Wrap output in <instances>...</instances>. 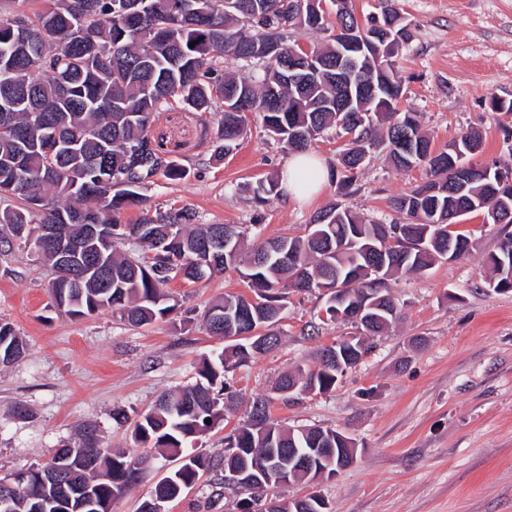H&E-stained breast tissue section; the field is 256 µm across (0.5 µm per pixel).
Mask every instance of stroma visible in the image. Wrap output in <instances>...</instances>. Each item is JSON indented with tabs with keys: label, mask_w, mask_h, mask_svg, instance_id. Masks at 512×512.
<instances>
[{
	"label": "stroma",
	"mask_w": 512,
	"mask_h": 512,
	"mask_svg": "<svg viewBox=\"0 0 512 512\" xmlns=\"http://www.w3.org/2000/svg\"><path fill=\"white\" fill-rule=\"evenodd\" d=\"M409 38L399 49L405 95L401 109L422 113L435 147L466 128L484 143L470 164L512 167V114L491 111L488 100L512 101V0H399ZM217 112L172 106L157 113L150 134L170 159L185 164L186 178L157 175L142 188V209L194 213L199 224H235L248 243L302 234L311 218L341 202L369 221L390 223L392 197L421 182L424 168L403 171L385 154L367 157L353 175V192L338 198L327 184L312 201L283 195L257 202L255 184L287 165L291 154L252 115L238 148L211 159ZM475 243L471 255L437 264L426 274L390 281L398 318L374 337L371 349L342 382L325 394L283 402L274 384L298 366H310L319 349L352 326L321 322L319 292L289 294L277 329L280 346L226 376L244 400L264 397L272 418L290 427H330L356 440V463L317 486L295 484L288 498L319 493L334 512H512V292L486 284L484 260L496 250L504 226L461 217ZM53 275L26 249L0 254V321L27 343L25 356L0 366V477L48 461L79 430L96 424L109 448L131 455L143 448L133 421L162 394L197 379L200 360L220 351L202 316L227 293L243 294L242 277L229 270L198 282L176 280L168 292L178 307L151 325L130 326L117 311L73 318L54 309ZM30 409L18 417L16 403ZM125 410L128 422L112 419ZM175 466L152 454L142 481L112 502V512H139L154 485ZM209 477L168 504V512H235L227 494L207 507Z\"/></svg>",
	"instance_id": "stroma-1"
}]
</instances>
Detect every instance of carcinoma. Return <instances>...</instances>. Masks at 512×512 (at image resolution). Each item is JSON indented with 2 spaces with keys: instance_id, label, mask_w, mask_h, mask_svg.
<instances>
[{
  "instance_id": "carcinoma-1",
  "label": "carcinoma",
  "mask_w": 512,
  "mask_h": 512,
  "mask_svg": "<svg viewBox=\"0 0 512 512\" xmlns=\"http://www.w3.org/2000/svg\"><path fill=\"white\" fill-rule=\"evenodd\" d=\"M32 13L0 15V104L13 105L10 125L0 124V196L10 195L17 205L0 211V243L26 224H61L66 235L80 241L84 225H124L117 235L143 243L151 255L131 258L117 244L90 246L101 256L104 273L93 271L75 288H64L55 277L49 288L51 300L73 317L112 309L122 313L134 327H142L168 316L166 286L177 277L189 282L205 272L234 269L247 287L262 298L256 308L244 294L226 295L213 303L204 316L212 336L236 337L224 349L204 359L197 380L175 394L161 396L150 409L138 415L134 427L137 442L159 448L179 460V465L154 486L140 512H152L154 499L170 503L195 486L206 472L219 474V484L231 472L246 465L259 479L267 475L268 459L275 450L290 449L307 454L339 455L347 444L336 439V430L312 427L302 431L275 423L268 415V402L256 398L248 420L230 436L228 453L218 457L185 454L188 443L224 420L233 402L224 396V378L233 366L255 357L251 338L237 335L264 328L274 337L267 350L277 348L281 338L274 331L281 319L286 295L320 289L311 282L321 276L329 284L344 288L353 298L371 294L379 319L367 327L376 336L389 329L397 310L388 288L394 276L424 274L436 264L461 259L473 249L470 233L458 230L445 235L442 225L481 213L483 224H512V184L499 183L480 166L461 172L464 156L477 151L480 131L462 133L449 148L437 149L422 131L415 112H401L405 95L396 66V44L408 39L405 17L384 0L380 18L390 21L391 38L365 44L356 57L352 83L336 84L333 63L340 42L336 31L351 29L358 37L368 36L376 17L358 20L349 4L336 12V20L321 30L328 40L312 48V55L325 64L318 78L303 88L288 84V73L279 63L262 65L263 76H231L219 68L220 59L231 56L252 64L261 61V46L247 41L243 33L267 31L277 40L278 56L288 60L298 45L287 42L290 29L310 28V12L330 0H134L138 13L116 16L112 0H40ZM86 20L87 47L106 52L107 60L97 65L86 61V47L65 42V33L77 13ZM27 26L36 41L13 39L16 25ZM194 47H189L191 42ZM374 78L378 97L362 112L336 111V99L353 96L355 105L369 102L365 78ZM245 100L262 124L291 152L308 150L328 128L354 133L371 153L384 151L402 169L422 167L426 180L395 197L392 208L406 216L402 224L366 223L355 212L336 203L318 212L306 225V234L277 236L257 249H242L244 233L228 224H195L187 210L159 208L121 223L123 209L138 202L139 190L157 174L182 179L187 168L166 157L149 133L152 117L173 103L191 112H210L222 102L214 140L213 158L237 149L244 134L243 116L231 111ZM79 143L83 177L77 188L70 183L73 159L41 150L45 135L54 130ZM361 152L343 145L336 171L337 193H351L353 177L348 167L360 162ZM108 170L112 180L135 183L132 197L111 192L100 181ZM280 192L279 180L271 177L253 188L263 201ZM46 199V209L33 210L35 196ZM178 224L180 228L172 230ZM220 233L231 239L230 247L211 266L194 263L201 241ZM491 274L487 287L495 292H512V234L507 233L496 251L485 260ZM26 344L7 322H0V364L9 365L25 353ZM339 362L299 366L280 378L283 402L294 400V385L329 392L354 368L369 347L363 340L336 347ZM211 423H205V419ZM68 456L69 477L54 484L41 471L56 463L27 469L30 478L12 492L9 512H111L112 499L138 483L148 456H131L120 450L104 449L97 426L83 427L76 441L57 449L55 456Z\"/></svg>"
}]
</instances>
